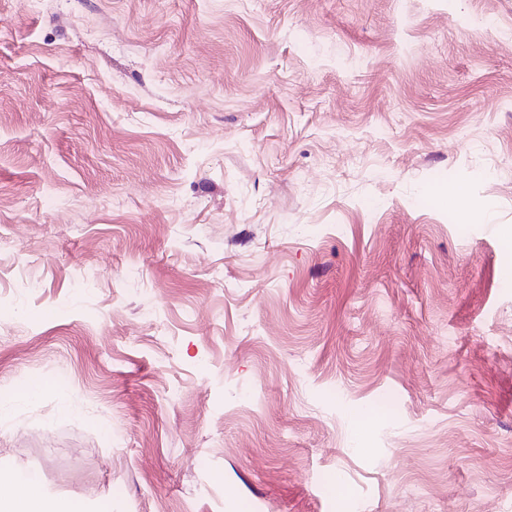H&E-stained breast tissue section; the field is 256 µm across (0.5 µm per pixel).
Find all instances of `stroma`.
Segmentation results:
<instances>
[{"instance_id": "35a3bbf8", "label": "stroma", "mask_w": 512, "mask_h": 512, "mask_svg": "<svg viewBox=\"0 0 512 512\" xmlns=\"http://www.w3.org/2000/svg\"><path fill=\"white\" fill-rule=\"evenodd\" d=\"M511 227L512 0H0V470L512 512Z\"/></svg>"}]
</instances>
